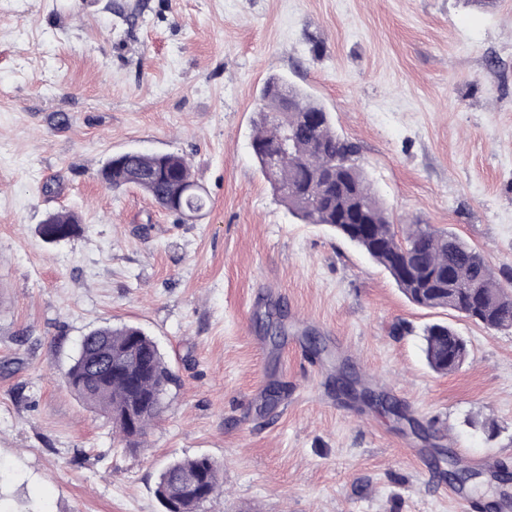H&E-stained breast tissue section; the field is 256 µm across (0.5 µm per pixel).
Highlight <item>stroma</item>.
<instances>
[{
    "instance_id": "1",
    "label": "stroma",
    "mask_w": 512,
    "mask_h": 512,
    "mask_svg": "<svg viewBox=\"0 0 512 512\" xmlns=\"http://www.w3.org/2000/svg\"><path fill=\"white\" fill-rule=\"evenodd\" d=\"M273 75L331 113L396 223L452 230L512 281V0H0V512H164L160 472L203 455L223 491L199 512H463L449 459L512 472V330L413 305L288 211L250 146ZM129 150L184 155L202 216L103 185ZM62 209L81 233L45 242ZM433 321L468 341L447 375ZM105 323L173 374L141 450L64 381ZM343 360L408 421L337 396ZM497 472L473 512H512ZM423 341L426 361L436 373L456 371L468 357L467 341L447 323L427 325L423 331Z\"/></svg>"
}]
</instances>
